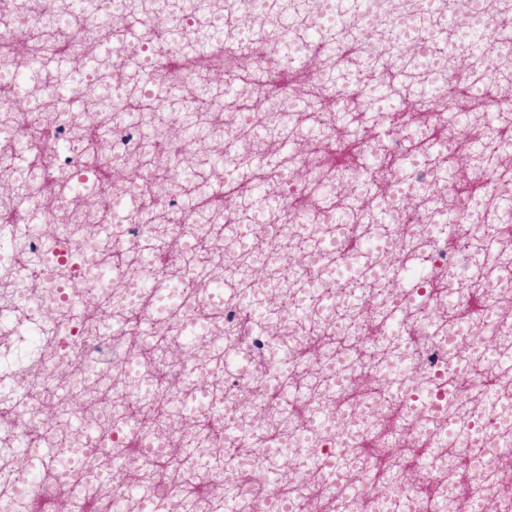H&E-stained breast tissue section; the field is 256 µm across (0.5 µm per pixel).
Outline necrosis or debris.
<instances>
[{"mask_svg":"<svg viewBox=\"0 0 512 512\" xmlns=\"http://www.w3.org/2000/svg\"><path fill=\"white\" fill-rule=\"evenodd\" d=\"M6 14L1 43L79 64L30 83L0 57V132L44 154L21 169L0 151V512L48 488L70 512L98 498L224 512L197 493L212 484L238 512H512V370L489 364L512 359V240L486 244L512 227V0H94L84 15L11 0ZM200 34L231 61L222 85L187 72L164 93L165 61ZM298 56L317 62L304 94L279 80ZM452 56L483 111L454 104ZM464 148L477 194L458 187ZM128 163L140 209L88 208ZM23 437L53 460L16 454Z\"/></svg>","mask_w":512,"mask_h":512,"instance_id":"1","label":"necrosis or debris"}]
</instances>
